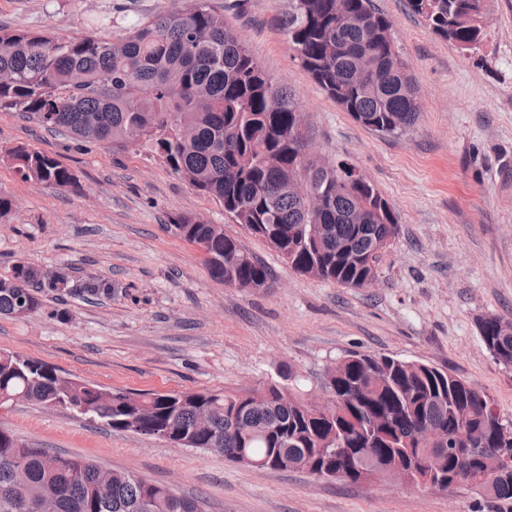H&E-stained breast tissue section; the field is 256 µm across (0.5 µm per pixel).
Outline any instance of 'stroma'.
I'll list each match as a JSON object with an SVG mask.
<instances>
[{"label": "stroma", "instance_id": "1", "mask_svg": "<svg viewBox=\"0 0 512 512\" xmlns=\"http://www.w3.org/2000/svg\"><path fill=\"white\" fill-rule=\"evenodd\" d=\"M187 0H0V27L98 36L184 8ZM300 103L311 155L348 163L390 204L400 235L379 257L372 288L291 271L262 238L236 224L147 149L74 143L17 112H0V275L16 262L67 268L75 282L110 281V296L47 293L26 317L0 315V351L131 392L237 391L287 367L304 396L324 390L328 366L352 352L419 361L485 390L512 419V369L496 363L479 323L512 318V0H486L474 50L435 36L407 0H373L415 76L416 124L398 136L361 125L313 81L271 22L288 0H207ZM25 143L55 156L78 186L20 179L3 157ZM190 212L222 225L271 271L265 291L212 280L202 251L168 230ZM20 440L92 458L204 498L209 512H497L468 487L406 491L257 470L219 454L117 433L85 415L28 402L0 407Z\"/></svg>", "mask_w": 512, "mask_h": 512}]
</instances>
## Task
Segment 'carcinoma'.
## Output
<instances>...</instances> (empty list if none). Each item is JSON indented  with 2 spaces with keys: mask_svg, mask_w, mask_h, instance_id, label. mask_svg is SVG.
<instances>
[{
  "mask_svg": "<svg viewBox=\"0 0 512 512\" xmlns=\"http://www.w3.org/2000/svg\"><path fill=\"white\" fill-rule=\"evenodd\" d=\"M431 32L462 49L482 41L484 0H408ZM318 86L358 124L398 135L419 118L418 88L397 47L390 20L372 0H288L273 18ZM294 95L279 87L241 37L205 0L133 24L117 41L88 34L61 39L41 31L0 28V112H22L72 138L126 150L148 144L172 174L216 201L246 231L266 241L295 272L348 288L376 276L383 249L399 237L387 200L354 167L318 164L303 154L308 129L294 133ZM26 182L78 187L57 158L25 144L7 152ZM304 170L313 194L288 192ZM386 206L385 218L372 208ZM170 226L204 253L212 280L227 288L272 287L270 270L193 213ZM20 281L28 313L41 294L112 295V283L80 284L60 270L16 263L0 276V315L18 316ZM483 318L480 337L492 357L512 368V331ZM331 402L313 407L288 381L247 392H130L67 377L37 358L0 352V406L13 396L84 413L118 433L219 453L256 469H296L357 484L378 472L406 471L427 448H446L454 486L479 489L498 468L505 476L489 499L512 500V426L492 396L427 363L352 353L338 361ZM425 425L432 431L421 433ZM51 512H208L201 498L97 462L22 442L0 428V512L22 501Z\"/></svg>",
  "mask_w": 512,
  "mask_h": 512,
  "instance_id": "1",
  "label": "carcinoma"
}]
</instances>
